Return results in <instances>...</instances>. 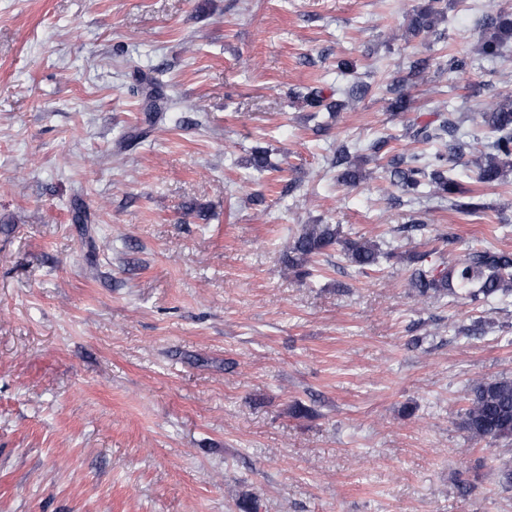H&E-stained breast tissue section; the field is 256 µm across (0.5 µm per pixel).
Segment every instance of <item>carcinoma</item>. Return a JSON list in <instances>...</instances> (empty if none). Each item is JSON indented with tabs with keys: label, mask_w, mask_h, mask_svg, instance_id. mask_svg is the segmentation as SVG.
I'll return each mask as SVG.
<instances>
[{
	"label": "carcinoma",
	"mask_w": 512,
	"mask_h": 512,
	"mask_svg": "<svg viewBox=\"0 0 512 512\" xmlns=\"http://www.w3.org/2000/svg\"><path fill=\"white\" fill-rule=\"evenodd\" d=\"M446 7L443 0H427L410 19L414 34L430 33L444 17ZM512 40V17L499 11L485 20V34L480 46L481 54L493 61L502 56L506 45ZM405 77L393 78L397 93L390 109L404 112L409 99L404 93ZM144 112L146 122L156 123L164 101L157 90L155 79H144ZM306 106L312 110L320 107L337 113L346 106L344 100L325 101L320 92L311 89L301 95ZM473 124L487 135L484 147L487 151L477 162V180L486 185H495L503 180L506 172L512 171V104H502L492 110L475 112L470 117ZM461 119L450 112L437 113V117L411 125L408 137L423 145L442 143L444 151L431 154L413 152L409 155L390 154V139L380 137L370 141L365 150L375 159L386 160L385 170L390 174L391 184L405 195H417L427 190L431 196L446 199L451 210L462 215H476L487 209L481 196L471 194L454 174L457 159L465 155L472 144L458 137ZM250 164L258 172L276 170L270 151L256 147L252 150ZM332 165L336 168V181L348 186L356 185L359 169L349 147L336 149ZM339 249L347 262L360 272L380 265L383 258L393 257L383 253L379 245L365 237L349 238L338 224H305L294 237L288 253L282 260L281 274L307 278L311 275L309 264L313 258ZM414 297L422 302H441L451 299L456 302L466 299L473 303L490 300L512 299V252L491 247L466 248L448 268L419 269L408 282ZM462 427L471 437L488 441L512 440V379L480 380L472 384L468 405L462 417Z\"/></svg>",
	"instance_id": "cac0c4a2"
}]
</instances>
